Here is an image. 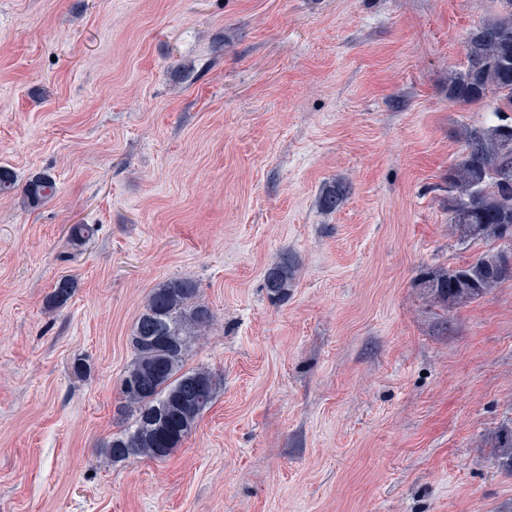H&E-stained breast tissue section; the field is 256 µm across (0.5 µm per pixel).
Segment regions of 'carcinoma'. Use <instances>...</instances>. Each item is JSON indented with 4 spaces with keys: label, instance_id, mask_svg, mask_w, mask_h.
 Returning a JSON list of instances; mask_svg holds the SVG:
<instances>
[{
    "label": "carcinoma",
    "instance_id": "1",
    "mask_svg": "<svg viewBox=\"0 0 512 512\" xmlns=\"http://www.w3.org/2000/svg\"><path fill=\"white\" fill-rule=\"evenodd\" d=\"M496 2V15L467 35V66L448 78V96L465 103L491 96L495 111L512 112V0ZM54 193L55 181L47 173L24 188L26 199L34 203ZM349 193L350 186L338 182L322 193L319 206L334 211ZM448 210L451 223L470 240L512 241V123L466 132L465 155L448 169ZM294 272V256L282 252L264 275L270 297L286 299ZM506 280H512V267L500 250L434 272L427 287L447 300L466 303ZM76 288L71 276L58 278L49 296L51 305L65 306ZM213 320L191 279L169 278L151 290L133 326V359L120 383L125 404L118 411L131 424L103 446L112 461L165 457L192 433L219 386L214 384L215 371L187 370L185 363L192 342Z\"/></svg>",
    "mask_w": 512,
    "mask_h": 512
}]
</instances>
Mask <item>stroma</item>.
I'll return each mask as SVG.
<instances>
[{
    "mask_svg": "<svg viewBox=\"0 0 512 512\" xmlns=\"http://www.w3.org/2000/svg\"><path fill=\"white\" fill-rule=\"evenodd\" d=\"M494 9L0 0V512H512V280L455 306L422 284L504 247L461 239L445 189L500 118L448 97ZM174 276L214 314L186 366L223 386L168 456L110 461L130 333ZM55 193V181L47 173L32 178L24 188V195L28 201L39 203ZM349 193L350 186L338 182L322 193L319 197V206L325 211H335L344 202ZM295 272V258L287 250L282 252L279 260L267 269L264 285L270 297L284 300L288 296V288L292 286ZM77 288V282L69 275L58 278L53 286L49 296L51 305L54 308H62L74 295Z\"/></svg>",
    "mask_w": 512,
    "mask_h": 512,
    "instance_id": "35a3bbf8",
    "label": "stroma"
}]
</instances>
